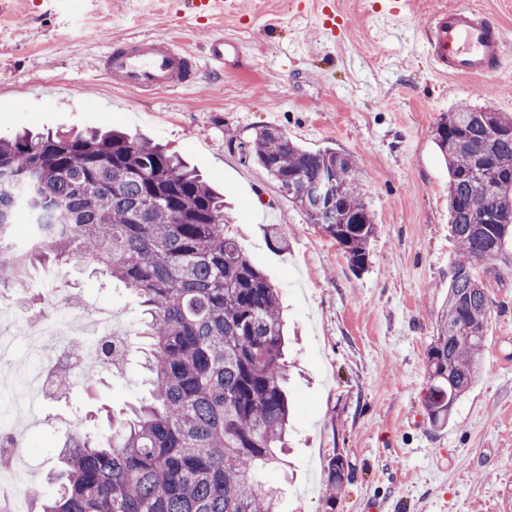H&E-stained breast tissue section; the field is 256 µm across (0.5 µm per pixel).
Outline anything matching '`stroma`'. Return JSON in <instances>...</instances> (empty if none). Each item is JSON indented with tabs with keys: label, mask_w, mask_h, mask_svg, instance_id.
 I'll use <instances>...</instances> for the list:
<instances>
[{
	"label": "stroma",
	"mask_w": 512,
	"mask_h": 512,
	"mask_svg": "<svg viewBox=\"0 0 512 512\" xmlns=\"http://www.w3.org/2000/svg\"><path fill=\"white\" fill-rule=\"evenodd\" d=\"M458 0H237L218 19L186 15L178 0H0V136L17 130L123 128L167 145L224 191L225 212L251 261L278 286L288 325L292 423L284 464L264 472L277 512H512V248L486 264L494 303L484 368L447 426L421 403L432 322L448 293V170L433 131L463 103L512 116V0H468L503 33L491 81L448 77L427 62L424 21ZM239 44L222 73L201 68L190 89L141 94L95 72L117 38L175 37L204 55L211 36ZM283 129L310 150L353 156L376 234L363 272L227 132ZM287 240L272 249L267 228ZM18 305L37 293L99 301L116 326L135 322V297L91 267L34 269ZM145 390L137 363L102 373L69 398L38 402L26 429L29 466L46 475L63 426L87 432L103 409ZM342 454L354 479L327 506L324 467Z\"/></svg>",
	"instance_id": "obj_1"
}]
</instances>
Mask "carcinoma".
Instances as JSON below:
<instances>
[{
    "instance_id": "obj_1",
    "label": "carcinoma",
    "mask_w": 512,
    "mask_h": 512,
    "mask_svg": "<svg viewBox=\"0 0 512 512\" xmlns=\"http://www.w3.org/2000/svg\"><path fill=\"white\" fill-rule=\"evenodd\" d=\"M434 143L448 167L456 246L433 324L422 406L448 425L483 368L494 304L479 265L512 241V117L481 106L443 113ZM262 168L312 224L365 270L375 227L352 156L308 150L262 126L226 141ZM334 172L333 206L314 193ZM31 225L21 238L19 218ZM87 261L137 298L148 396L106 414L112 436H67L57 487L37 512H275L260 474L281 464L289 405L278 289L229 232L224 194L175 154L123 131L0 137V287L35 264ZM353 470L327 463L334 498Z\"/></svg>"
}]
</instances>
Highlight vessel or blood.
<instances>
[{
	"instance_id": "obj_1",
	"label": "vessel or blood",
	"mask_w": 512,
	"mask_h": 512,
	"mask_svg": "<svg viewBox=\"0 0 512 512\" xmlns=\"http://www.w3.org/2000/svg\"><path fill=\"white\" fill-rule=\"evenodd\" d=\"M183 5L193 17L224 14V0H183ZM426 25L431 31L428 58L434 69L451 76L482 78L500 71L501 34L484 13L459 5L434 13ZM231 45V40L210 38L208 55L202 60L174 38L118 39L97 56L95 69L113 84L141 93L188 88L200 65L223 71L225 52Z\"/></svg>"
}]
</instances>
